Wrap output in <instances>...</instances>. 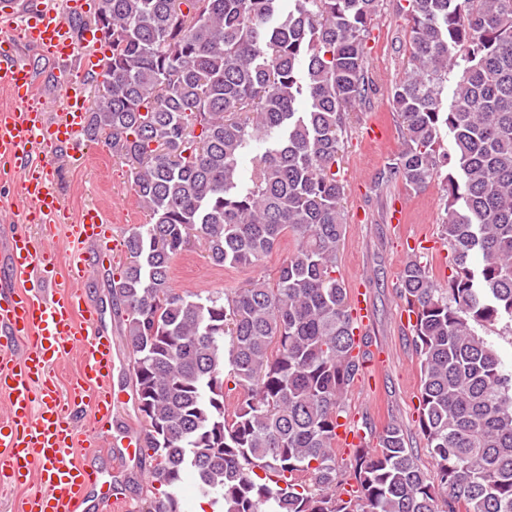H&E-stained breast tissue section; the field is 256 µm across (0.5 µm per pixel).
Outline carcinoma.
Here are the masks:
<instances>
[{
	"label": "carcinoma",
	"instance_id": "1",
	"mask_svg": "<svg viewBox=\"0 0 512 512\" xmlns=\"http://www.w3.org/2000/svg\"><path fill=\"white\" fill-rule=\"evenodd\" d=\"M381 2L97 0L110 55L103 80L86 78L104 94L83 136L125 163L150 216L129 230L110 284L160 484L138 512H189L187 471L223 512H512V370L487 338L512 324V0H406L411 68L392 92L403 143L390 175L417 190L448 168L452 273L438 282L416 252L398 275L434 470L394 423L377 448H357L349 472L336 466L344 394L371 358L336 276V168L348 109L369 90L365 37ZM255 144L264 150L244 183L239 159ZM287 233L272 282L172 286L195 240L213 265L235 267Z\"/></svg>",
	"mask_w": 512,
	"mask_h": 512
}]
</instances>
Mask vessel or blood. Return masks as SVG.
Masks as SVG:
<instances>
[{"label": "vessel or blood", "instance_id": "obj_1", "mask_svg": "<svg viewBox=\"0 0 512 512\" xmlns=\"http://www.w3.org/2000/svg\"><path fill=\"white\" fill-rule=\"evenodd\" d=\"M81 10L79 0H0V88L12 104L0 110V161L26 200L25 220L46 229L67 224L53 174L59 148H78L89 103L80 75L71 63L80 40L71 24ZM42 49L52 70L42 75L17 57L18 41ZM52 79L66 103L54 122L37 104L44 79ZM74 241L105 239L101 212L90 209L80 223L67 224ZM44 240L16 232L0 251V265L24 278L23 286L0 281V487L35 482L21 500L20 512H87L97 494L102 512H123L122 495L113 493L102 471L74 460L73 448L100 451V431L112 417V339L97 313L83 306L82 283L90 265L74 258L66 270H46L39 262ZM78 356L71 382L74 397L63 398L51 373L54 364ZM87 405L93 424L83 435L69 409Z\"/></svg>", "mask_w": 512, "mask_h": 512}]
</instances>
